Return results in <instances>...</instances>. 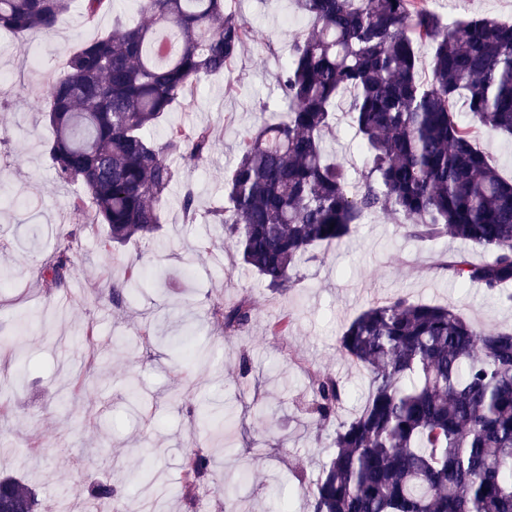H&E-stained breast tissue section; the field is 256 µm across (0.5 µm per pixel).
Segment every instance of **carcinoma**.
Wrapping results in <instances>:
<instances>
[{"label":"carcinoma","mask_w":512,"mask_h":512,"mask_svg":"<svg viewBox=\"0 0 512 512\" xmlns=\"http://www.w3.org/2000/svg\"><path fill=\"white\" fill-rule=\"evenodd\" d=\"M72 0H0V30L50 32ZM149 22L116 16L78 44L45 92L56 180L83 192L71 208L107 229L109 246L156 234L178 179L175 157L213 148L206 126L152 131L204 76L222 73L252 38L225 0H142ZM308 19L276 76L287 109L244 138L217 211L243 263L283 293L318 246L337 245L373 213L403 216L419 241L459 239L488 254L442 267L459 287L479 284L512 304V181L476 145L480 131L512 138V23L488 16L448 24L425 0H296ZM91 20L113 0H83ZM431 51V77L418 64ZM362 139L367 165L352 180L325 158L336 105ZM464 101L470 120L454 111ZM73 240L42 267L49 292L68 287ZM135 270L118 301L143 285ZM227 338L251 323L241 299L213 304ZM343 358L367 371L369 391L347 422V396L313 373L305 411L334 453L309 493L310 512H512V331L488 330L453 309L406 296L358 313L339 337ZM212 455L192 448L179 489L190 505L209 487ZM36 491L0 479V512H39Z\"/></svg>","instance_id":"cac0c4a2"}]
</instances>
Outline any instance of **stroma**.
Segmentation results:
<instances>
[{
	"instance_id": "35a3bbf8",
	"label": "stroma",
	"mask_w": 512,
	"mask_h": 512,
	"mask_svg": "<svg viewBox=\"0 0 512 512\" xmlns=\"http://www.w3.org/2000/svg\"><path fill=\"white\" fill-rule=\"evenodd\" d=\"M254 38L224 73L202 78L167 122L207 125L214 149L181 164L162 205L154 244L105 247L103 226L86 228L69 202L76 184L56 181L45 155L51 130L42 115L49 81L63 72L67 51L105 34L113 16L142 22L141 0H114L113 11L88 20L73 0L54 33L0 31V475L25 479L46 512H86L97 484L111 485L117 512H143L138 476L156 471L163 512H185L175 494L187 448L213 457L207 512H310L308 491L332 454L304 413L308 370L333 373L348 397V420L367 397V374L341 356L337 338L362 310L399 295L454 307L487 328H512V307L482 288H460L441 262L481 250L453 239L422 243L399 215L366 218L341 246H322L287 294L271 293L240 261L231 238L211 216L224 203V182L238 145L284 104L276 83L292 41L308 21L294 0H228ZM445 20L485 14L512 22V0H440ZM361 138L344 110L336 112L329 152L351 174L365 166ZM198 201L194 218L181 209L184 188ZM77 233L67 291L45 292L40 272L63 236ZM151 269L145 288L121 303L108 290L130 266ZM250 299L253 320L224 340L211 318L217 298ZM292 315L287 335L271 323ZM92 328L91 344L80 342ZM251 371L240 377L241 357ZM136 380L137 400L126 383ZM205 405L211 424L193 426ZM40 464L26 461L32 445ZM228 496H220V489Z\"/></svg>"
}]
</instances>
